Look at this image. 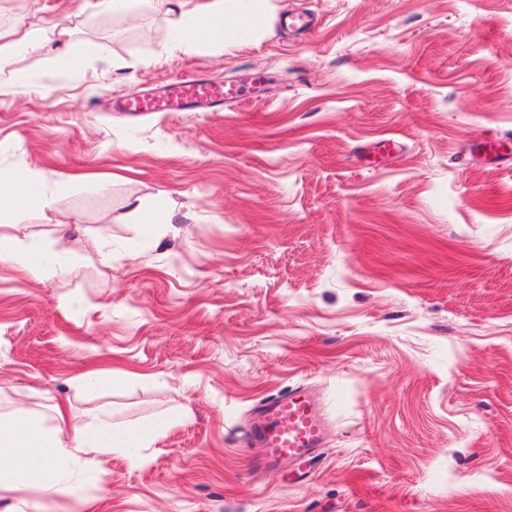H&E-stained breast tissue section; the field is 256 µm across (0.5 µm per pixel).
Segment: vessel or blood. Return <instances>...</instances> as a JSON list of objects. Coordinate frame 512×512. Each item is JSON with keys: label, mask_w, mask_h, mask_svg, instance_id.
Segmentation results:
<instances>
[{"label": "vessel or blood", "mask_w": 512, "mask_h": 512, "mask_svg": "<svg viewBox=\"0 0 512 512\" xmlns=\"http://www.w3.org/2000/svg\"><path fill=\"white\" fill-rule=\"evenodd\" d=\"M248 93V87L238 83L189 77L173 81L160 95L122 98L118 107L132 114L181 112L241 102ZM325 425L321 407L303 388L295 387L263 404L253 437L265 449L268 462L303 461L321 445Z\"/></svg>", "instance_id": "vessel-or-blood-1"}]
</instances>
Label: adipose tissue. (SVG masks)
<instances>
[{
  "label": "adipose tissue",
  "instance_id": "adipose-tissue-1",
  "mask_svg": "<svg viewBox=\"0 0 512 512\" xmlns=\"http://www.w3.org/2000/svg\"><path fill=\"white\" fill-rule=\"evenodd\" d=\"M146 3L169 17L164 40L188 49L212 42L249 43L268 30L269 0H95L93 8L102 16L130 17ZM19 50L42 54L73 72L101 55L97 43L73 38L68 27L36 15L0 27V60ZM54 202L41 171L0 170V217L46 211ZM0 263L46 279L69 270L70 250L61 238L47 247L0 236ZM169 428L165 422L148 430L119 431L103 409L72 425L62 401L45 413L29 407L0 413V493L10 499L9 512H38L41 495L71 485L72 463L91 466L116 452L151 447Z\"/></svg>",
  "mask_w": 512,
  "mask_h": 512
}]
</instances>
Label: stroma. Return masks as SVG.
Listing matches in <instances>:
<instances>
[{
	"mask_svg": "<svg viewBox=\"0 0 512 512\" xmlns=\"http://www.w3.org/2000/svg\"><path fill=\"white\" fill-rule=\"evenodd\" d=\"M85 2L0 0V24L61 20L103 54L5 64L26 80L0 89V169L42 171L55 204L0 235H66L75 265L0 263V411L173 426L44 512H512V0H271L263 38L192 49L154 38L164 14ZM256 73L215 112L111 109ZM145 196L173 213L152 240ZM297 386L326 437L262 465L252 419Z\"/></svg>",
	"mask_w": 512,
	"mask_h": 512,
	"instance_id": "obj_1",
	"label": "stroma"
}]
</instances>
